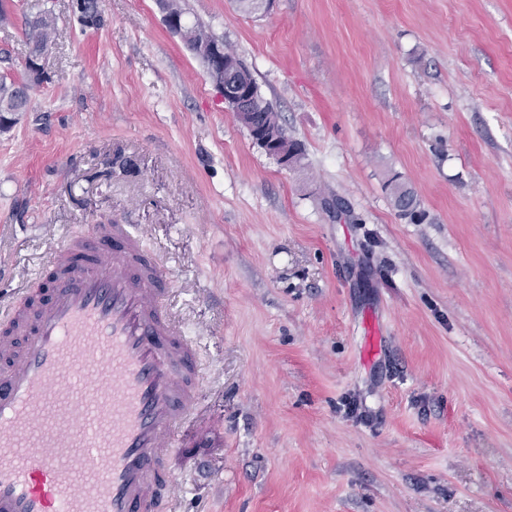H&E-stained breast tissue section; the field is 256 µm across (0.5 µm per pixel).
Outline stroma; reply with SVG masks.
<instances>
[{
	"label": "stroma",
	"mask_w": 512,
	"mask_h": 512,
	"mask_svg": "<svg viewBox=\"0 0 512 512\" xmlns=\"http://www.w3.org/2000/svg\"><path fill=\"white\" fill-rule=\"evenodd\" d=\"M181 4L301 163L252 141L155 0L94 21L0 0L6 80L27 20L56 19L0 129V307L27 305L75 224L128 225L160 259L205 372L176 512H512V0ZM386 189L389 191L391 200L395 207L404 215L416 216L419 213V202L412 191L405 183L400 181L398 175H393L386 180Z\"/></svg>",
	"instance_id": "1"
}]
</instances>
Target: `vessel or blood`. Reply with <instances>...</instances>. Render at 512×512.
<instances>
[{"instance_id":"b4317fda","label":"vessel or blood","mask_w":512,"mask_h":512,"mask_svg":"<svg viewBox=\"0 0 512 512\" xmlns=\"http://www.w3.org/2000/svg\"><path fill=\"white\" fill-rule=\"evenodd\" d=\"M51 266L0 337V512H164L203 382L169 274L124 224L72 231Z\"/></svg>"}]
</instances>
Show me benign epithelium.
<instances>
[{
  "label": "benign epithelium",
  "instance_id": "7a95c632",
  "mask_svg": "<svg viewBox=\"0 0 512 512\" xmlns=\"http://www.w3.org/2000/svg\"><path fill=\"white\" fill-rule=\"evenodd\" d=\"M157 3L164 13L166 26L175 34H183L186 27L182 21V15L170 10L167 6V0H157ZM194 53L203 58L209 76L223 92L224 101L237 108L239 122L248 129L255 143L264 149L267 154L275 157L280 165L287 168L294 166L295 159L278 149L280 129L278 114L266 112L264 113L262 126L255 125L251 108L257 95V89L252 82L242 79L237 80L229 74V71L238 69V65L235 60L226 56L224 43L210 41L200 44L194 50Z\"/></svg>",
  "mask_w": 512,
  "mask_h": 512
}]
</instances>
